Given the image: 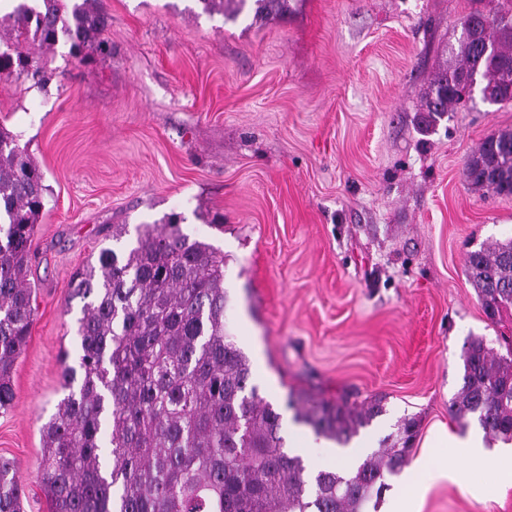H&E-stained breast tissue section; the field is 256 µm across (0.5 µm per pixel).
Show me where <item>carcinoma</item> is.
Instances as JSON below:
<instances>
[{
	"label": "carcinoma",
	"instance_id": "obj_1",
	"mask_svg": "<svg viewBox=\"0 0 512 512\" xmlns=\"http://www.w3.org/2000/svg\"><path fill=\"white\" fill-rule=\"evenodd\" d=\"M224 22L268 20L288 0H196ZM475 7L460 20L454 61L426 93L425 127L463 102L458 82L477 76L481 99L512 104V0ZM107 21L101 0H20L0 34V75H40L34 49L94 43ZM490 47L488 54L476 43ZM463 175L475 189L512 195V130L485 139ZM43 174L15 135L0 128V410L15 399L12 374L30 337L31 243L46 205ZM465 275L494 324L512 311V238L468 253ZM83 299L76 364L62 361L64 389L42 426L40 486L50 512H361L409 461L419 426L406 418L351 475L309 478L284 449L281 417L251 385L248 357L224 329V254L185 234L177 217L142 224L136 243L104 247L71 282ZM500 355L481 337L463 354V384L450 404L492 440L512 442V343ZM295 421L346 445L382 414V399L290 395ZM18 463L0 456V512H24Z\"/></svg>",
	"mask_w": 512,
	"mask_h": 512
}]
</instances>
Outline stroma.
Returning <instances> with one entry per match:
<instances>
[{
	"label": "stroma",
	"instance_id": "35a3bbf8",
	"mask_svg": "<svg viewBox=\"0 0 512 512\" xmlns=\"http://www.w3.org/2000/svg\"><path fill=\"white\" fill-rule=\"evenodd\" d=\"M102 53L38 52L42 86L0 79V126L48 188L32 242L31 337L0 413V455L16 459L25 512H49L39 486L41 427L63 397L81 303L72 273L123 224L181 216L224 254V327L258 394L328 469L326 438L295 422L290 392L381 398L363 429L371 451L405 417L413 457L462 385L476 337L504 352L512 318L487 319L464 274L469 251L512 237V196L472 189L468 157L512 130V105L473 96L430 131L424 93L448 64L471 0H290L268 22H225L196 0H103ZM501 463L465 483L418 479V512H512ZM480 488L474 497L472 488Z\"/></svg>",
	"mask_w": 512,
	"mask_h": 512
}]
</instances>
